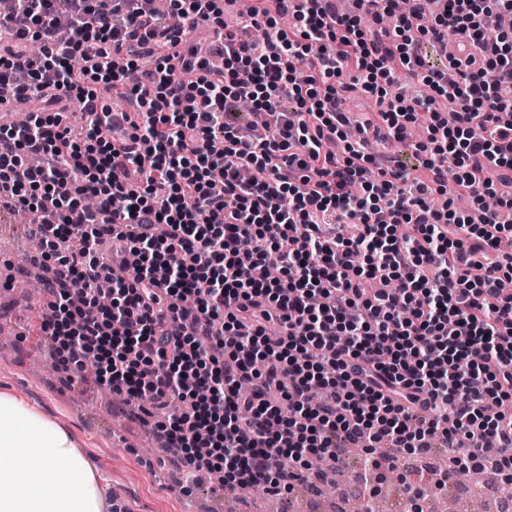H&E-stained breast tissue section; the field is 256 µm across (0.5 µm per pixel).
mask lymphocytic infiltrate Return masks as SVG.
Here are the masks:
<instances>
[{
  "label": "lymphocytic infiltrate",
  "mask_w": 512,
  "mask_h": 512,
  "mask_svg": "<svg viewBox=\"0 0 512 512\" xmlns=\"http://www.w3.org/2000/svg\"><path fill=\"white\" fill-rule=\"evenodd\" d=\"M410 2L253 0L242 26L264 34L245 40L217 0H0V96L41 103L0 123V186L44 216L39 331L69 381L101 358L100 384L157 411L188 476L279 492L348 446L369 497L432 448L512 480V0ZM385 15L393 31L366 27ZM202 25L224 36L215 78L184 46ZM450 40L448 69H427L423 42ZM398 66L430 95L398 88ZM358 91L377 112L346 115ZM106 93L126 106L103 123ZM246 103L265 124L235 123ZM108 240L135 261L105 307Z\"/></svg>",
  "instance_id": "lymphocytic-infiltrate-1"
}]
</instances>
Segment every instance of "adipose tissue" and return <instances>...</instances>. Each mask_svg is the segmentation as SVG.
Listing matches in <instances>:
<instances>
[{"instance_id": "obj_1", "label": "adipose tissue", "mask_w": 512, "mask_h": 512, "mask_svg": "<svg viewBox=\"0 0 512 512\" xmlns=\"http://www.w3.org/2000/svg\"><path fill=\"white\" fill-rule=\"evenodd\" d=\"M93 461L69 430L0 391V512H109Z\"/></svg>"}]
</instances>
